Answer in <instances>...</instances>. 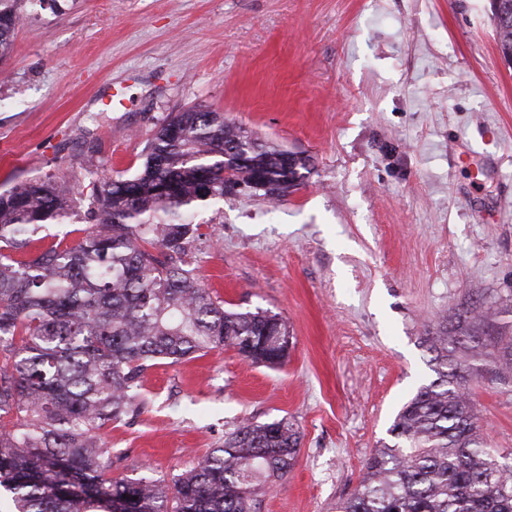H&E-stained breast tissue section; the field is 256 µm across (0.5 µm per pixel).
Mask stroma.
<instances>
[{"label": "stroma", "instance_id": "obj_1", "mask_svg": "<svg viewBox=\"0 0 512 512\" xmlns=\"http://www.w3.org/2000/svg\"><path fill=\"white\" fill-rule=\"evenodd\" d=\"M0 72V192L69 181L88 157L132 176L159 120L203 105L310 156L279 203L197 214L189 257L238 311L283 317L286 362L224 347L158 362L108 436L116 477L173 480L243 420L301 435L255 512H335L435 374L427 336L478 309L512 339V64L490 0H23ZM122 100L110 103L113 90ZM512 457V372L466 384Z\"/></svg>", "mask_w": 512, "mask_h": 512}]
</instances>
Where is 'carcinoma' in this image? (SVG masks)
Wrapping results in <instances>:
<instances>
[{"label":"carcinoma","instance_id":"carcinoma-1","mask_svg":"<svg viewBox=\"0 0 512 512\" xmlns=\"http://www.w3.org/2000/svg\"><path fill=\"white\" fill-rule=\"evenodd\" d=\"M21 0H0V64L10 51ZM512 58V24L492 15ZM236 141L253 142L240 163ZM286 150L204 107L170 112L131 177L97 175L96 230L29 261L47 224L75 215V193L50 177L0 194V486L14 512H254L257 491L294 467L300 433L286 419L246 420L168 485L112 477L106 429L138 410L137 390L159 361L177 363L231 347L254 364L280 366L288 324L267 311H230L186 261L200 237L194 215L228 196L284 198L306 183L310 160L285 168ZM436 378L402 407L391 440L364 464L336 512H512V467L488 448L472 402L462 349L512 372V345L497 346L464 313L427 337Z\"/></svg>","mask_w":512,"mask_h":512}]
</instances>
